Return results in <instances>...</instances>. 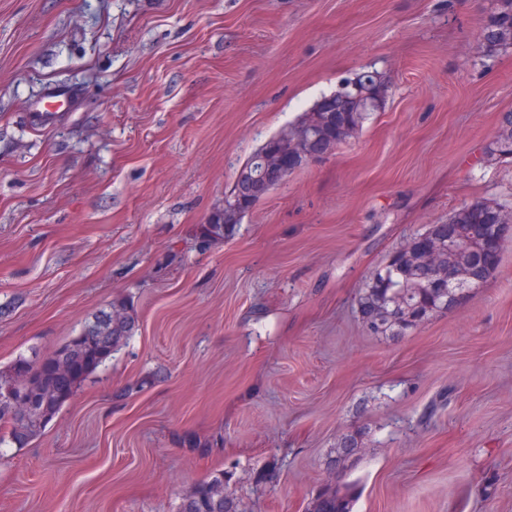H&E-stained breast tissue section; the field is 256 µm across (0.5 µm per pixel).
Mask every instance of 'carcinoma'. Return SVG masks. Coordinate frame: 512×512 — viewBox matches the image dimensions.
Segmentation results:
<instances>
[{"mask_svg":"<svg viewBox=\"0 0 512 512\" xmlns=\"http://www.w3.org/2000/svg\"><path fill=\"white\" fill-rule=\"evenodd\" d=\"M480 41L490 55L512 48V0H489L484 8L480 27ZM383 77L375 71H364L344 82L348 97L356 98L366 111L342 113L336 129H330L325 114L304 112L289 127L288 133L271 136L265 144L276 143L285 152L299 148L305 150L310 142L331 136L339 145L353 137L363 126L369 111L377 110L383 96ZM491 152L512 155V118L506 117L502 130L493 142ZM496 203L477 199L452 212L451 224H496L503 217H510ZM233 225L213 222L202 224L196 238L204 242L224 239L226 230ZM480 241L472 238L450 250L436 248L425 262L420 263L416 248L407 244L400 248L396 266L389 277H369L358 298L362 320H378L374 333L378 336L398 338L416 327V318H430L443 312L428 289L425 278L432 268L449 262L469 269L479 261ZM135 327L130 304L124 298L112 301L109 308L94 316L82 332L60 345L51 356L34 361L25 356L0 368V426L6 430L9 441L23 448L39 437L46 425L71 398L81 383L94 374L112 354L124 345ZM23 397L30 409L23 417L12 411L13 396ZM358 440L354 435L345 437L336 448V460L342 462L354 456ZM359 496V486L342 476L326 485L310 503L309 512H353ZM178 512H242L240 501L224 487V476L215 475L203 480L182 497Z\"/></svg>","mask_w":512,"mask_h":512,"instance_id":"cac0c4a2","label":"carcinoma"}]
</instances>
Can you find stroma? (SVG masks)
I'll use <instances>...</instances> for the list:
<instances>
[{"label":"stroma","instance_id":"35a3bbf8","mask_svg":"<svg viewBox=\"0 0 512 512\" xmlns=\"http://www.w3.org/2000/svg\"><path fill=\"white\" fill-rule=\"evenodd\" d=\"M485 5L0 0V367L116 298L136 321L39 437L0 447V512H177L218 474L249 512H307L340 474L354 512H512V235L405 336L358 310L429 225L512 209V156L489 152L512 49L485 56ZM367 69L385 92L359 132L197 240L248 157ZM58 85L73 109L35 125Z\"/></svg>","mask_w":512,"mask_h":512}]
</instances>
